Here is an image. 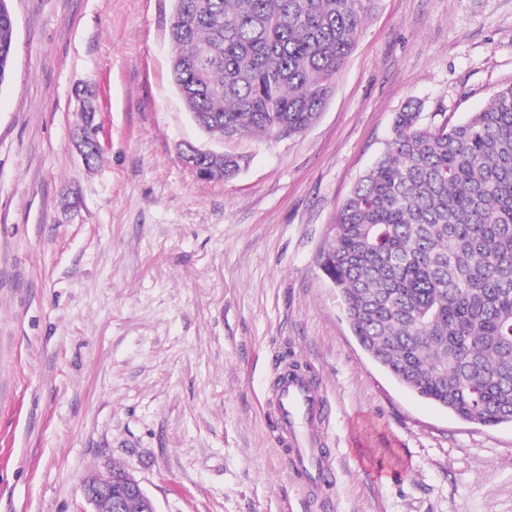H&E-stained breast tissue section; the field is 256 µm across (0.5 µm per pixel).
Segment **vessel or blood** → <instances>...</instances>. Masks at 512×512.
<instances>
[{
  "instance_id": "vessel-or-blood-1",
  "label": "vessel or blood",
  "mask_w": 512,
  "mask_h": 512,
  "mask_svg": "<svg viewBox=\"0 0 512 512\" xmlns=\"http://www.w3.org/2000/svg\"><path fill=\"white\" fill-rule=\"evenodd\" d=\"M270 407L287 436V466L303 474L311 486L327 487L330 464L320 450L318 430L325 406L316 386L300 373H285L272 395Z\"/></svg>"
}]
</instances>
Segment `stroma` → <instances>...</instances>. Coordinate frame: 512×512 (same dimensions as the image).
Wrapping results in <instances>:
<instances>
[{
    "label": "stroma",
    "mask_w": 512,
    "mask_h": 512,
    "mask_svg": "<svg viewBox=\"0 0 512 512\" xmlns=\"http://www.w3.org/2000/svg\"><path fill=\"white\" fill-rule=\"evenodd\" d=\"M0 85V512H83L121 464L159 512H512V425L459 419L362 350L318 265L415 99L423 122L512 82V0H378L319 119L244 136L228 180L172 80L173 0H9ZM97 91L101 158L74 136ZM80 204L64 209L66 192ZM296 365L327 401L326 491L283 460L269 398ZM7 1L0 0V85L10 68L13 45L14 26ZM202 155H206L211 160H214V157L219 158L220 156H221V158L224 159V170L222 169V171L224 172V175L221 174L217 180H226V179L233 178L235 175H237L241 171L242 167L246 163V159L243 156H238V155L230 154V153H226L224 155V152L215 153V152H210V151H201L192 146L187 147V149H185V150H182L180 152L179 157H180L181 162L185 166L190 168L193 172L197 173V171L195 170L197 167L195 161H196V159L202 158ZM202 159H203V165H206L208 167L214 165L213 161H210L209 163H207L206 157H203ZM212 168L213 167H209L211 174H212L211 180H215L214 172H213Z\"/></svg>",
    "instance_id": "stroma-1"
}]
</instances>
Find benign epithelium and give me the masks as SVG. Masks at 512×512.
<instances>
[{"label": "benign epithelium", "instance_id": "obj_1", "mask_svg": "<svg viewBox=\"0 0 512 512\" xmlns=\"http://www.w3.org/2000/svg\"><path fill=\"white\" fill-rule=\"evenodd\" d=\"M212 159L220 157L215 152H203L192 146L180 152L181 162L188 168L196 169V160L202 156ZM81 490L86 503L97 507L107 497H113L116 512L133 508L135 512H158L155 501L146 493L141 483L125 471L108 469L92 480L84 481Z\"/></svg>", "mask_w": 512, "mask_h": 512}]
</instances>
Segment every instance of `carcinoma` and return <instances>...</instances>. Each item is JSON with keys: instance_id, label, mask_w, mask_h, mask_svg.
Here are the masks:
<instances>
[{"instance_id": "1", "label": "carcinoma", "mask_w": 512, "mask_h": 512, "mask_svg": "<svg viewBox=\"0 0 512 512\" xmlns=\"http://www.w3.org/2000/svg\"><path fill=\"white\" fill-rule=\"evenodd\" d=\"M376 0H173L171 72L215 137L291 138L325 108ZM13 19L0 0V84ZM395 113L319 254L364 352L456 417L512 424V83L459 124ZM246 159L224 155L226 180Z\"/></svg>"}]
</instances>
